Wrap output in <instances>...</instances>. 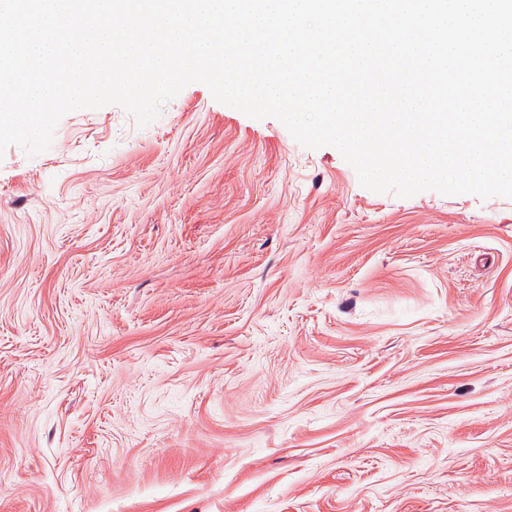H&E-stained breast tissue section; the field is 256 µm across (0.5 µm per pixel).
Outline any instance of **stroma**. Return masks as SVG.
I'll list each match as a JSON object with an SVG mask.
<instances>
[{
	"label": "stroma",
	"mask_w": 512,
	"mask_h": 512,
	"mask_svg": "<svg viewBox=\"0 0 512 512\" xmlns=\"http://www.w3.org/2000/svg\"><path fill=\"white\" fill-rule=\"evenodd\" d=\"M0 512H512V198L200 82L7 147Z\"/></svg>",
	"instance_id": "obj_1"
}]
</instances>
